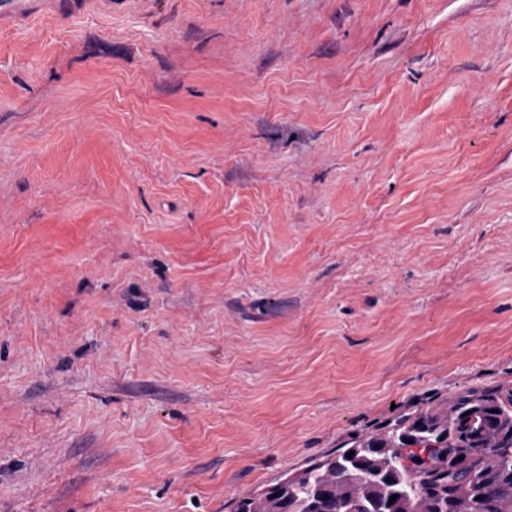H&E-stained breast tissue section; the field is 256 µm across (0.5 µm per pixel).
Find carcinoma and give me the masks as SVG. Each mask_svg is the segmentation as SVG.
Returning a JSON list of instances; mask_svg holds the SVG:
<instances>
[{"mask_svg":"<svg viewBox=\"0 0 512 512\" xmlns=\"http://www.w3.org/2000/svg\"><path fill=\"white\" fill-rule=\"evenodd\" d=\"M229 512H512V385L401 412Z\"/></svg>","mask_w":512,"mask_h":512,"instance_id":"obj_1","label":"carcinoma"}]
</instances>
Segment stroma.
Wrapping results in <instances>:
<instances>
[{
	"label": "stroma",
	"mask_w": 512,
	"mask_h": 512,
	"mask_svg": "<svg viewBox=\"0 0 512 512\" xmlns=\"http://www.w3.org/2000/svg\"><path fill=\"white\" fill-rule=\"evenodd\" d=\"M0 15V512H228L512 385V0Z\"/></svg>",
	"instance_id": "1"
}]
</instances>
